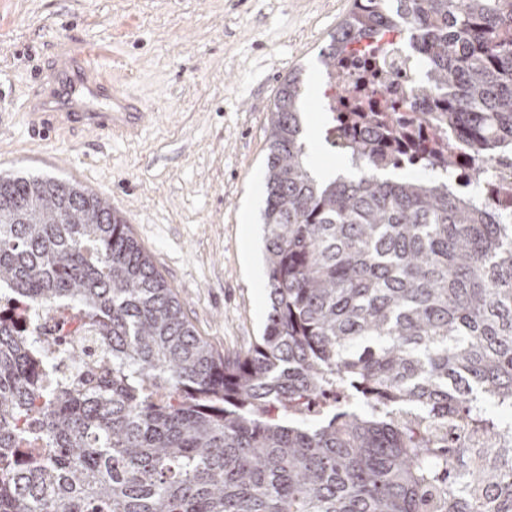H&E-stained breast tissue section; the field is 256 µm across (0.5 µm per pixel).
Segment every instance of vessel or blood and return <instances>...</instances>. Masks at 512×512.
<instances>
[{
  "label": "vessel or blood",
  "instance_id": "b4317fda",
  "mask_svg": "<svg viewBox=\"0 0 512 512\" xmlns=\"http://www.w3.org/2000/svg\"><path fill=\"white\" fill-rule=\"evenodd\" d=\"M40 87L20 106L32 130L51 135L68 125L100 140H127L146 128L148 114L138 101L118 89L92 56L71 43L53 47L50 69L37 75Z\"/></svg>",
  "mask_w": 512,
  "mask_h": 512
}]
</instances>
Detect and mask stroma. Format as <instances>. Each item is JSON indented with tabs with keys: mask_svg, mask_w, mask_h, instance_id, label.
<instances>
[{
	"mask_svg": "<svg viewBox=\"0 0 512 512\" xmlns=\"http://www.w3.org/2000/svg\"><path fill=\"white\" fill-rule=\"evenodd\" d=\"M352 0H0V171L69 179L123 215L203 339L226 354L262 335L270 311L264 201L277 90L301 70L306 113L318 53ZM66 40L96 55L157 115L133 141L66 129L42 139L21 103Z\"/></svg>",
	"mask_w": 512,
	"mask_h": 512,
	"instance_id": "1",
	"label": "stroma"
}]
</instances>
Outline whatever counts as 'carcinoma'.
<instances>
[{
  "label": "carcinoma",
  "instance_id": "cac0c4a2",
  "mask_svg": "<svg viewBox=\"0 0 512 512\" xmlns=\"http://www.w3.org/2000/svg\"><path fill=\"white\" fill-rule=\"evenodd\" d=\"M405 32L426 127L346 113L317 180L305 89L277 91L264 221L270 312L226 357L126 218L94 192L0 173V285L76 317L85 383L0 322V512H512V211L452 190L462 148L512 162V0H354L320 60ZM409 161L428 177L385 178Z\"/></svg>",
  "mask_w": 512,
  "mask_h": 512
}]
</instances>
